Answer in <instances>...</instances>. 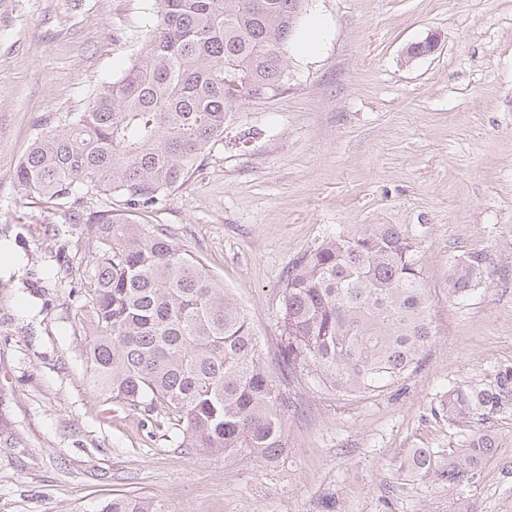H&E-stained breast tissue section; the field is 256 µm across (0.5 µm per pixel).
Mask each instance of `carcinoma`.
Segmentation results:
<instances>
[{
    "mask_svg": "<svg viewBox=\"0 0 512 512\" xmlns=\"http://www.w3.org/2000/svg\"><path fill=\"white\" fill-rule=\"evenodd\" d=\"M306 2L158 0L143 17L140 54L82 111L60 114L16 169L29 194L57 205L89 193L107 201L94 217L97 247L77 294L103 401L155 417L182 448L226 460L281 457L291 398L224 283L135 213L184 181L242 101L286 90L287 50ZM488 263L483 250L459 256L453 295L468 297ZM282 293L288 375L340 393L373 395L409 378L435 340L413 245L396 224L324 241L294 261ZM442 411L462 430V448L449 457L417 448L409 466L450 490L476 484L498 447L487 423L512 421V361L448 386ZM102 512L170 510L117 494Z\"/></svg>",
    "mask_w": 512,
    "mask_h": 512,
    "instance_id": "1",
    "label": "carcinoma"
}]
</instances>
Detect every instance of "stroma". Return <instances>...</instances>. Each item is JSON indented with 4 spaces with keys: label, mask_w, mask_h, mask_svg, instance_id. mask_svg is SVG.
I'll return each instance as SVG.
<instances>
[{
    "label": "stroma",
    "mask_w": 512,
    "mask_h": 512,
    "mask_svg": "<svg viewBox=\"0 0 512 512\" xmlns=\"http://www.w3.org/2000/svg\"><path fill=\"white\" fill-rule=\"evenodd\" d=\"M155 0H0V512H101L113 494L170 512H512V421L477 487L449 490L405 464L449 455L448 385L512 360V0H310L318 49L288 50V87L246 100L224 139L138 220L172 235L233 294L294 405L287 448L259 464L177 447L140 411L104 415L76 299L96 245L95 196L59 206L15 171L37 133L78 112L142 43ZM438 37L410 61L413 42ZM408 234L434 343L405 382L351 398L281 366V288L293 261L336 233ZM490 260L463 300L454 259Z\"/></svg>",
    "instance_id": "1"
}]
</instances>
